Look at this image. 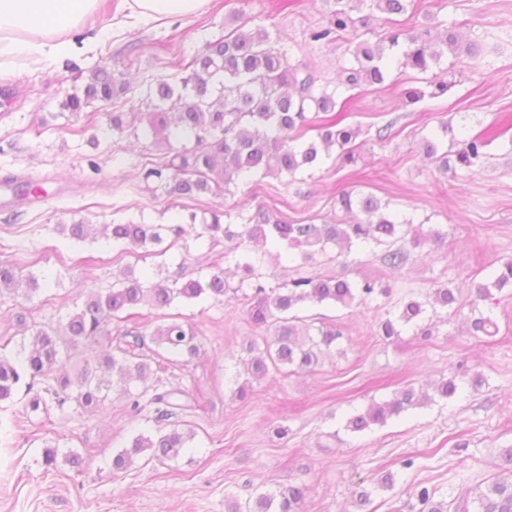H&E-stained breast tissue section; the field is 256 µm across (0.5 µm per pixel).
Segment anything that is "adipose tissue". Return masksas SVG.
I'll return each instance as SVG.
<instances>
[{
	"label": "adipose tissue",
	"mask_w": 512,
	"mask_h": 512,
	"mask_svg": "<svg viewBox=\"0 0 512 512\" xmlns=\"http://www.w3.org/2000/svg\"><path fill=\"white\" fill-rule=\"evenodd\" d=\"M100 0H0V59L16 55L41 63L53 59H78L97 39L88 29L79 42L71 30L95 15Z\"/></svg>",
	"instance_id": "obj_1"
}]
</instances>
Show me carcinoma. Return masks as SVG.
Instances as JSON below:
<instances>
[{
  "instance_id": "carcinoma-1",
  "label": "carcinoma",
  "mask_w": 512,
  "mask_h": 512,
  "mask_svg": "<svg viewBox=\"0 0 512 512\" xmlns=\"http://www.w3.org/2000/svg\"><path fill=\"white\" fill-rule=\"evenodd\" d=\"M329 5L325 22L310 30L311 43L333 44L348 28L370 18L356 20L352 16L355 4L363 0H325ZM371 10L386 15H401L408 11L411 0H368ZM236 26L226 35L204 42L194 52L186 77L161 75L146 83L143 94L152 110L114 112L109 128L122 132L146 116L154 145L167 150L168 157L143 164L144 178L153 179L164 192L175 198L192 199L202 194L228 190L261 174L285 176L296 182L312 176L330 153L337 152L343 165L354 162V144L360 128L344 122L336 110L342 90L382 85L389 77L387 59L397 57L398 66L426 74L441 65L443 59L462 54L475 55L478 46L460 41L456 24L437 21L418 28L393 29L375 43L362 41L350 49L352 61L340 67L338 82L323 85L316 71L304 61L292 60V49L269 45V33L260 25H251L244 14H235ZM452 82L432 78L426 89L408 87L400 91L402 103H417L428 96L446 94ZM130 90L127 82L104 67L89 72L83 94L73 93L62 107L73 114L84 110L91 100L110 103ZM313 135H308V132ZM186 138L190 147H173L172 140ZM493 137L471 134L467 117H462L458 149L453 155L439 152V142L422 141L426 156L435 159L446 172L453 167L471 168L485 156ZM336 203L347 214L361 215L352 224H286L271 221L261 207L242 224H230L225 219L231 213L213 210L203 220L197 238L213 240L218 236L236 242L224 252V268L203 279L181 282L159 280L145 283L131 269L120 272L112 288L105 293H90L81 307L71 313L65 324L70 347L82 343L112 340L113 324L123 314L140 305L163 309L175 301H195L200 298L218 300L233 293L247 305L251 323L258 327L274 328V339L251 340L243 347L248 356V373L255 379L266 376L269 369L290 372L308 371L319 362L325 350L336 348L343 337L342 330L331 322L318 326L300 325L299 312L311 306L349 308L354 304L371 302L390 289L372 278L350 280L336 275H297L275 288L266 285L262 267L267 261L288 259L300 270L318 256L336 251V257H347L356 250L383 248L381 262L388 269H403L410 260L408 250L397 243L409 234L412 220L389 214L386 207L373 196L355 197L349 191L338 195ZM162 224H105L102 237L115 245L127 242L139 245L147 252L163 241ZM61 231L75 241L91 236V225L74 221L61 225ZM411 235V234H409ZM443 234L434 229L411 235L412 248L436 244ZM512 286V260L502 263L485 282L477 283L470 291L468 330L473 336L493 337L499 332L495 319L480 309V304L493 299L492 290ZM38 276L26 280L17 276V266L0 262V297L28 299L39 290ZM453 290L445 285L430 289L425 295L409 294L401 300L394 316L382 319L379 333L392 340L404 332L415 336L430 335L424 320L440 309L461 311ZM21 335H30L28 344H20L11 355L0 352V402L12 398L16 388L27 382L33 389L37 379L53 381L46 388L58 406L73 401L83 410L95 409L111 393L127 397L130 411H142L144 393L135 394L131 385L146 382L151 366L133 361L134 349L145 344L137 335L133 343L118 346L122 358L105 353L75 365L70 375L59 369L62 363L60 345L53 331L29 326L26 318L18 316ZM151 341L170 354L192 361L199 355L194 329L175 319L163 323L151 333ZM463 387L452 376L434 387V394H422L411 386L401 390L393 399L373 402L364 411L351 414L345 429L361 433L373 425L410 409L441 399L448 401L461 395ZM194 435L173 429L169 432H140L128 445L112 457V470L124 471L144 453L148 460L160 463L177 460ZM501 471L483 489L474 494L456 497L454 512H512V448L503 451ZM306 490L290 485L274 493H260L253 502L241 505L229 502L228 512H301ZM423 509L420 512H448L444 503L433 502L426 487L417 493Z\"/></svg>"
}]
</instances>
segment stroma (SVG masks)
<instances>
[{
    "instance_id": "1",
    "label": "stroma",
    "mask_w": 512,
    "mask_h": 512,
    "mask_svg": "<svg viewBox=\"0 0 512 512\" xmlns=\"http://www.w3.org/2000/svg\"><path fill=\"white\" fill-rule=\"evenodd\" d=\"M282 3L208 0L191 17L139 19L127 0H103L93 18L103 38L91 52L58 63L18 60L0 77V89L17 93L0 99V180L13 177L44 189L43 197L29 194L22 203L0 205V261L18 263L24 276L50 277L31 299L0 298V345L15 337L21 314L38 326L59 328L90 291L111 288L123 267L151 282L201 278L223 266L229 242L219 238L201 248L194 230L170 232V225L193 213L223 209L247 216L260 206L287 223L342 222L336 197L346 190L428 223L445 233V242L412 251L399 271L382 266L376 250L351 254L343 265L324 259L312 265L316 274L382 278L392 292L367 305L306 309L309 318L336 320L346 336L342 352L322 356L308 373L248 377L239 357L259 331L233 297L136 308L120 327L146 336L138 353L148 362H159L149 341L158 325L175 317L197 332L199 358L159 362L147 382L151 392H177L181 410L159 423L149 407L133 420L126 398L113 393L90 412L69 402L45 414L29 409L43 382L18 387L0 403V423L9 427L0 436V512H227V500L244 504L297 483L309 488L302 512H409L419 488L449 503L497 474L502 451L512 446V288L495 294L492 312L500 331L494 337L467 335L458 317L436 321L425 338L405 333L391 342L377 331L403 295L444 284L465 302L472 283L512 259V129H500L512 117V0H415L399 15V25L455 22L463 41L478 45V55L456 60L447 94L408 107L398 94L419 81L396 66L382 87L351 91L347 121L362 129L356 163L342 168L327 161L303 183L258 177L221 195L170 198L140 174L142 157L156 153L149 139L127 130L95 146L89 142L109 111H145L138 95L110 106L91 102L77 116L62 108L68 94L82 92L85 73L96 66L124 75L133 87L155 75L185 72L194 49L230 32L228 20L237 11L265 26L272 39L302 45L301 59L324 84L335 83L349 48L378 41L388 29L371 18L337 43L310 44L308 31L325 18L323 0H295L287 10ZM464 116L472 130L497 128L501 134L477 166L442 172L421 142L441 121L456 124ZM387 124L391 136L377 141V129ZM79 219L96 226L129 220L166 225V252L153 256L128 246L119 253L103 239L72 243L59 227ZM462 366L461 399L404 412L361 434L345 430L350 414L409 385L432 389ZM241 386L247 390L242 398L236 394ZM173 426L194 432L182 457L165 464L139 460L113 471V455L132 436ZM279 427L287 429L285 438L275 436ZM48 448L58 451L50 465ZM71 452L82 457L81 468L67 462ZM409 458L413 467L403 468ZM389 471L397 475L394 488L378 489ZM360 486L371 491L362 508L354 503Z\"/></svg>"
}]
</instances>
